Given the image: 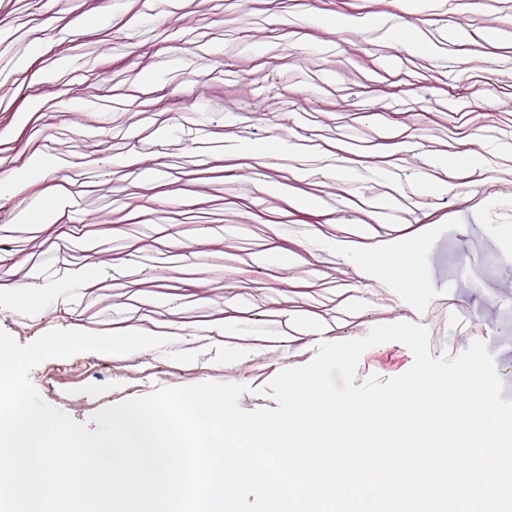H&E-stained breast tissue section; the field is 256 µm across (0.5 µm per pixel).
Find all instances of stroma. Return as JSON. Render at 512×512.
Listing matches in <instances>:
<instances>
[{
	"label": "stroma",
	"mask_w": 512,
	"mask_h": 512,
	"mask_svg": "<svg viewBox=\"0 0 512 512\" xmlns=\"http://www.w3.org/2000/svg\"><path fill=\"white\" fill-rule=\"evenodd\" d=\"M378 14L428 51L321 25ZM275 140L295 149L268 170L252 149ZM465 150L488 164L461 197L443 160ZM37 155L60 163L0 195V330L28 344L39 312L47 331L179 334L164 357L82 352L32 370L43 395L42 369L68 368L83 400L64 411L89 430L106 386L118 404L146 384L237 383L243 410L276 408L262 390L278 372L396 322L424 325L435 358L484 341L512 401V215L496 191L512 184V0H0V178ZM53 189L68 221L22 220ZM405 235L417 284L345 259ZM101 265L111 278L67 305L29 290ZM413 362L385 342L356 380Z\"/></svg>",
	"instance_id": "35a3bbf8"
}]
</instances>
